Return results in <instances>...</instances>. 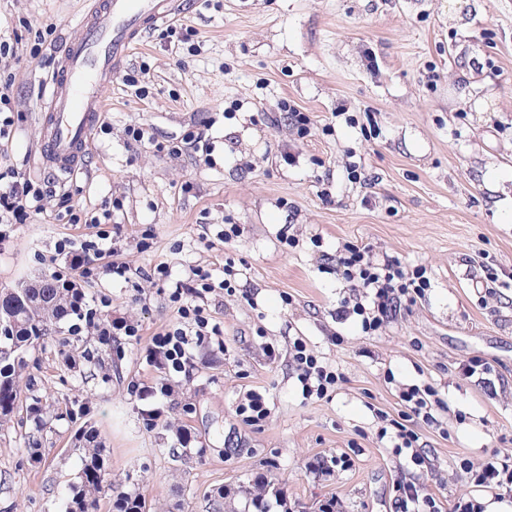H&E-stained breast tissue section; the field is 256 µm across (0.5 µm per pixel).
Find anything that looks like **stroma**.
Segmentation results:
<instances>
[{"mask_svg": "<svg viewBox=\"0 0 512 512\" xmlns=\"http://www.w3.org/2000/svg\"><path fill=\"white\" fill-rule=\"evenodd\" d=\"M181 2L172 25L189 41L161 26L146 33L104 90L110 109L85 170L69 175L40 166L39 115L61 44L81 34L83 0H0L19 116L0 168L47 188L42 213L0 241V293L50 277L56 242L88 234L60 217L67 197L121 227L114 259L129 276L86 284L92 307L109 300L111 316L152 336L177 316L149 274L163 262L177 281L198 266L217 284L207 312L224 340L195 346L185 375L132 338L99 349L59 321L27 349L19 377L22 400L46 419L39 457L0 429V512H65L90 435L113 483L152 512H213L219 487L237 512H257L243 489L263 479L266 512H318L331 498L339 512H387L404 475L450 500L472 492L460 460H484L512 436V0H476L464 32L448 0ZM284 102L309 114L305 137ZM211 116L209 154L158 153L126 135L138 122L177 140ZM493 171L500 181L487 180ZM228 224L238 235L226 243ZM348 242L430 277L425 297L370 338L338 314L348 291L335 257ZM229 259L231 297L218 287ZM489 265L499 273L490 296ZM298 338L342 375L323 398L302 394ZM475 357L493 366L490 383L463 376ZM426 383L448 403L447 436L418 429L429 472L380 439L375 416L397 412L403 386ZM250 389L269 408L258 426L236 415ZM352 448L350 470L308 468Z\"/></svg>", "mask_w": 512, "mask_h": 512, "instance_id": "35a3bbf8", "label": "stroma"}]
</instances>
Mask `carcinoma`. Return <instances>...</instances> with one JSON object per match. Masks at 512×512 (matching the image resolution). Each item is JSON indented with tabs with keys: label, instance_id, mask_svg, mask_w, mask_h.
<instances>
[{
	"label": "carcinoma",
	"instance_id": "obj_1",
	"mask_svg": "<svg viewBox=\"0 0 512 512\" xmlns=\"http://www.w3.org/2000/svg\"><path fill=\"white\" fill-rule=\"evenodd\" d=\"M27 295L19 298L7 294L0 298V310L14 311L9 335L0 336V344L18 350L28 347L47 335L48 322L59 319L58 309L63 302L59 289L47 281L39 288L26 289ZM19 363L15 356L0 357V426L11 421L20 402L16 385ZM84 463L79 482L71 488L69 508L75 512H99V493L106 482L100 474L101 458L96 448L84 449Z\"/></svg>",
	"mask_w": 512,
	"mask_h": 512
}]
</instances>
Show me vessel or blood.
Wrapping results in <instances>:
<instances>
[{"label":"vessel or blood","mask_w":512,"mask_h":512,"mask_svg":"<svg viewBox=\"0 0 512 512\" xmlns=\"http://www.w3.org/2000/svg\"><path fill=\"white\" fill-rule=\"evenodd\" d=\"M179 7V0H92L80 37L64 43L45 88L40 156L46 166L72 173L84 165L105 87L141 36L169 22Z\"/></svg>","instance_id":"1"}]
</instances>
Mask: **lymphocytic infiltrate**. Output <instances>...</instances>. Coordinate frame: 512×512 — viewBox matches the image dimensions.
<instances>
[{"instance_id":"obj_1","label":"lymphocytic infiltrate","mask_w":512,"mask_h":512,"mask_svg":"<svg viewBox=\"0 0 512 512\" xmlns=\"http://www.w3.org/2000/svg\"><path fill=\"white\" fill-rule=\"evenodd\" d=\"M45 193L23 173L9 167L0 170V238L5 227L26 223L31 213L40 211ZM95 227L93 239H60L55 247L57 255L65 257L68 273H56L58 287L66 289L68 303L65 317L85 322L91 328L99 345L107 346L113 337L125 335L140 338L138 323L122 318L108 319L98 316L90 307L81 286L82 281L98 275L100 267L117 276H125V265L112 262L109 231L99 228L97 219H90ZM336 271L360 301L353 308H341V316L356 314L360 318L363 335H379L401 309L413 306L425 296L430 287L427 269L423 266L406 267L398 258L388 257L373 262L368 246L347 244L336 256ZM172 283V282H171ZM212 285L208 271L195 267L186 279L172 283L170 300L176 308L178 322L172 328L155 333L147 346L150 358L162 361L165 368L182 373L193 364L191 339L208 334L219 335L218 327L210 326L203 301ZM292 361L304 396H326L330 387L341 376L319 365L304 339H296ZM400 409L397 414L378 411L377 416L390 430L389 439L396 453H407L411 463L419 468H430V459L419 446L417 426L441 429L439 418L447 404L439 391L430 384L410 385L400 391ZM460 468L474 487L512 493V452L494 451L482 462L462 459ZM391 512H486L479 498L463 495L452 500L438 497L425 482L400 477L390 490Z\"/></svg>"}]
</instances>
